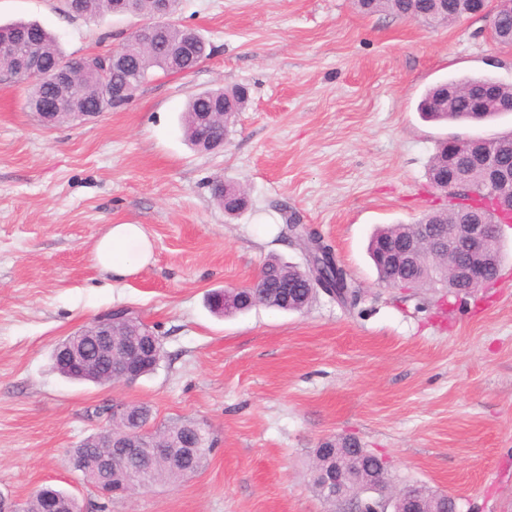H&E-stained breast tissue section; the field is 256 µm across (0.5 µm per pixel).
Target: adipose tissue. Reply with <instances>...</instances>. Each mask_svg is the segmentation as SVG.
I'll list each match as a JSON object with an SVG mask.
<instances>
[{"label":"adipose tissue","mask_w":512,"mask_h":512,"mask_svg":"<svg viewBox=\"0 0 512 512\" xmlns=\"http://www.w3.org/2000/svg\"><path fill=\"white\" fill-rule=\"evenodd\" d=\"M94 260L103 270L121 278L148 265L153 243L139 224H115L97 240Z\"/></svg>","instance_id":"ef3b65f1"}]
</instances>
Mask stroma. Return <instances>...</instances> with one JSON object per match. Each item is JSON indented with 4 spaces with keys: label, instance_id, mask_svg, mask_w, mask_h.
I'll return each mask as SVG.
<instances>
[{
    "label": "stroma",
    "instance_id": "1",
    "mask_svg": "<svg viewBox=\"0 0 512 512\" xmlns=\"http://www.w3.org/2000/svg\"><path fill=\"white\" fill-rule=\"evenodd\" d=\"M19 20L72 57L122 45L142 22L0 0V26ZM173 20L210 55L95 119L44 126L27 84L0 75V495L24 503L52 485L82 512H334L312 489L314 450L351 436L386 459L394 487L512 512V224L499 279L464 299L386 287L367 254L376 227L449 207L427 178L441 141L512 130V113L446 125L417 110L442 80L512 84V46L466 18L424 26L353 0H181ZM239 85L249 98L223 149L191 147L189 97ZM217 178L246 190L238 215L213 197ZM293 222L333 246L357 300L210 312V292L252 284L268 258L306 266ZM113 224L143 225L153 263L102 272L93 247ZM117 308L161 337L160 366L133 384L62 377L55 346ZM112 402L200 424L216 446L179 482L104 498L69 454Z\"/></svg>",
    "mask_w": 512,
    "mask_h": 512
}]
</instances>
